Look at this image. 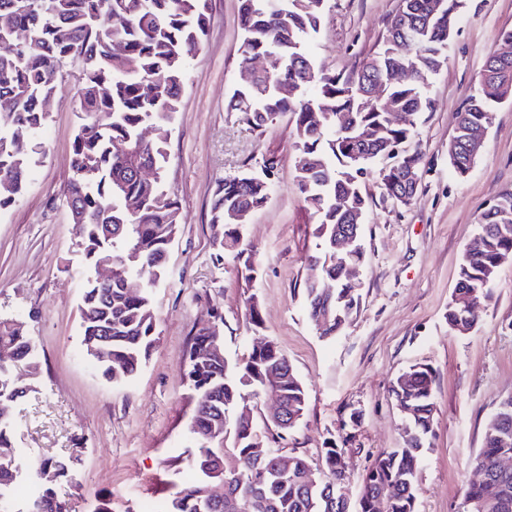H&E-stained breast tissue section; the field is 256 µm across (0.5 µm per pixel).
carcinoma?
<instances>
[{"instance_id": "cac0c4a2", "label": "carcinoma", "mask_w": 512, "mask_h": 512, "mask_svg": "<svg viewBox=\"0 0 512 512\" xmlns=\"http://www.w3.org/2000/svg\"><path fill=\"white\" fill-rule=\"evenodd\" d=\"M208 2L0 0V17L10 18L9 27L0 26V210L25 189L27 170L41 151L44 103L54 93L63 61L70 56L83 60L81 124L71 158L76 177L65 197L74 223L82 225L87 263L110 258L115 268L107 285L87 278L79 313L83 351L89 356L103 349L98 369L116 385L137 372L157 342L153 290L178 230V208L162 190L160 174L187 64L206 36ZM322 2L240 0L242 59L262 56L269 63L250 84L233 91L229 110L253 129L285 112L294 117L296 189L318 217V243L308 263L322 272L318 283L305 284L306 311L319 336L331 338L359 304L347 269L362 266L364 252L350 247L344 261H336L342 228L367 205L359 176L393 144L415 135L419 114L430 108L424 85L439 69L462 0H403L380 50L346 74L316 69L305 49L306 38L320 26ZM404 20L421 29L413 44L398 32ZM16 30L27 34L21 48L14 43ZM411 64L416 74L397 75ZM284 85L303 92L314 86L317 94L291 98L280 92ZM381 92L384 98L375 101ZM506 96H512V65L485 67L477 93L459 113L455 139L486 123L492 104ZM393 112L409 113L410 124L393 123ZM146 124L154 132L151 140L141 137ZM146 167L154 177L139 176ZM272 175L269 165L261 175L243 174L216 185L210 211L216 260L246 251L232 216L246 218L267 204L275 188ZM380 177L390 195L401 193L394 168L382 169ZM5 180L7 189L1 185ZM506 258H512V192L501 194L482 213L479 231L463 251L448 304L449 328L460 333L473 328L477 316L468 307L490 298ZM135 285L139 291L133 295ZM211 318L192 337L183 368L194 400L189 434L195 451L168 461L175 470L191 468L196 481L166 500L161 512H417V472L433 431L428 365L410 366L393 383L395 401L409 408L403 413L404 446L374 458L353 511L338 492L344 476L337 459L344 449L336 440L326 441L324 468L316 471L303 456L264 446L254 419L238 413L242 388L250 386L251 395L275 396L286 406L288 420L274 421V427L288 432L297 426L307 394L287 355L269 340L231 364L218 327L222 313L215 310ZM246 320L251 329L262 325L255 292L246 300ZM2 349L12 357L0 360V512H14L10 489L24 478V470L13 443L11 407L33 388L38 362L35 341L17 319L0 318ZM503 455L512 457V396L500 402L474 462L487 485L465 486L462 512H512V470L499 467ZM228 456L235 460L230 468ZM282 457L288 460L284 469L278 463ZM61 478L77 480L65 460L43 462L40 496L27 501L24 512H72L56 491ZM487 486L493 494L486 493Z\"/></svg>"}]
</instances>
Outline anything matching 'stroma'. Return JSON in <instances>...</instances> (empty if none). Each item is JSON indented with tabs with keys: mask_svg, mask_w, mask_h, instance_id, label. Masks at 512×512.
<instances>
[{
	"mask_svg": "<svg viewBox=\"0 0 512 512\" xmlns=\"http://www.w3.org/2000/svg\"><path fill=\"white\" fill-rule=\"evenodd\" d=\"M401 0H324L318 31L306 42L316 68L351 70L382 44ZM239 0H210L204 45L187 67L166 145L162 188L176 201L179 226L165 275L154 290L159 340L140 371L113 386L88 367L79 311L86 265L64 198L72 180L71 143L78 123L79 61L62 66L26 190L0 211V316L25 321L37 348L39 375L15 403L13 435L23 467L36 473L47 458L72 460L77 483L60 482L74 512H113L162 506L191 471L167 468L190 451L193 404L182 379L188 342L212 309L224 316V354L247 356L260 340L275 341L305 386L307 405L285 440L268 443L322 465L328 439L345 438L346 478L340 491L357 503L362 476L385 450L403 444V416L392 396L411 365L434 372L433 433L418 474L417 512H458L473 460L502 399L512 396V262L498 274L493 295L468 333L448 327V304L463 250L481 212L512 190V97L493 108L481 153L457 175L448 144L458 114L475 94L488 57L512 28V0H465L459 24L426 93L410 149L418 150L419 184L409 204L387 196L373 163L361 179L368 207L361 244L365 262L356 280L360 307L330 339L308 321L303 288L314 270L316 215L297 193L293 125L278 116L249 128L228 101L241 83ZM274 165L275 190L243 226L242 256L216 260L210 204L219 180ZM257 294L263 325L245 326L246 299Z\"/></svg>",
	"mask_w": 512,
	"mask_h": 512,
	"instance_id": "1",
	"label": "stroma"
}]
</instances>
